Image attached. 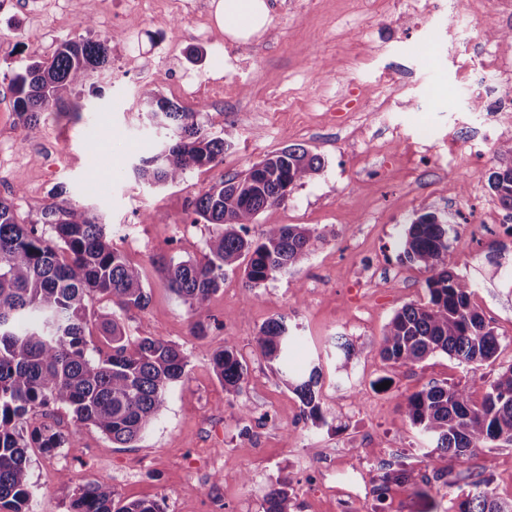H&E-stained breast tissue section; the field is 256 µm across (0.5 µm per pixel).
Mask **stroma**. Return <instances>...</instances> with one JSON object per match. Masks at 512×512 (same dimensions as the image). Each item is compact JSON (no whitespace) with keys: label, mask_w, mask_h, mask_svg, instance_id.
I'll return each mask as SVG.
<instances>
[{"label":"stroma","mask_w":512,"mask_h":512,"mask_svg":"<svg viewBox=\"0 0 512 512\" xmlns=\"http://www.w3.org/2000/svg\"><path fill=\"white\" fill-rule=\"evenodd\" d=\"M415 2L253 0L249 15L227 17L224 0H182L174 17L161 0H141L155 20L129 45L111 38L133 19L127 0H112L106 15L93 0H0V198L24 222L47 210L88 208L113 248L139 268L148 296L145 308L117 312L96 295L91 309L118 313L129 339L159 336L189 357L186 378L168 390L163 413L133 447L112 445L86 425L55 452L30 449L33 512H71L89 483L110 487L123 502L155 501L162 512H264L266 494L281 482L294 512H340L343 491L325 486L319 470L328 459L358 474L361 512H458L470 490L463 480L423 493L394 485L383 501L375 487L382 465L426 467L429 443L400 408L405 396L448 382L474 386L478 402L481 382L512 364V285L502 277L512 267V212L488 186L496 148L512 141V112L486 111L477 99L486 86H512V49L487 66L485 32L499 25L498 0H482L475 24L461 0H438L420 14ZM87 38L110 45L106 68L73 94L84 112H49L33 128L20 123L11 110L13 75L52 57L62 41ZM200 83L209 98H183L182 86ZM143 87L197 112L211 134L234 126L223 161L176 186L136 181L133 163L163 139L146 119ZM288 146L321 156L325 166L261 212L248 236L259 239L272 224L307 225L309 257L256 287L242 269L225 268L223 287L196 316L158 263L201 258L215 232L197 222L185 198ZM93 179L101 187L90 194ZM424 212L459 232L457 271L476 283L473 301L499 336L493 363L474 368L438 353L403 366L378 353L394 313L426 300L427 274L401 246L406 225ZM281 316L295 334L291 369L321 368L325 422L306 418L255 344L260 327ZM199 318L202 336L192 333ZM337 336L354 346L343 369ZM228 341L245 368L238 393L225 391L212 367ZM470 465L496 499L512 501V445L477 448ZM240 472L247 482L237 481Z\"/></svg>","instance_id":"1"}]
</instances>
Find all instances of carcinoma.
Masks as SVG:
<instances>
[{"label":"carcinoma","mask_w":512,"mask_h":512,"mask_svg":"<svg viewBox=\"0 0 512 512\" xmlns=\"http://www.w3.org/2000/svg\"><path fill=\"white\" fill-rule=\"evenodd\" d=\"M108 62L105 41L71 40L59 44L53 57L35 61L11 80L13 109L29 127L70 103L74 90ZM148 120L168 131L174 143L164 144L133 167L148 185H176L188 172L217 162L231 147L235 127L213 137L196 112L142 90ZM498 167L489 177L500 204L512 210V143L496 150ZM323 159L303 148L284 147L254 164L242 177L211 187L194 202V213L217 226L199 260L173 259L162 264L170 289L197 313L206 310L212 294L224 286V268H243L257 285L286 273L305 260L313 230L302 224L269 226L258 240L246 237L247 225L263 210L285 202L292 187L318 175ZM48 224V239L38 225ZM453 226L433 212L418 215L405 231L403 253L421 266L427 301L395 312L380 342L388 362L413 365L442 352L460 364L493 360L499 341L494 328L471 302L474 283L456 272L449 244ZM112 299L120 309L143 308L148 297L141 273L112 248L105 225L85 208L74 206L57 215L48 212L28 224L18 220L13 203L0 198V512H30L28 449L35 444L50 452L74 438L80 427L93 425L109 441L129 447L144 434L165 407L169 387L186 375L188 357L178 345L157 336L128 340L116 315L102 316L111 352L98 359L88 354L86 329L90 296ZM288 326L281 318L263 324L255 336L262 356L283 375L313 422L325 421L317 402L321 369L288 376ZM213 369L227 392H240L245 380L237 349L224 341L213 356ZM64 408L74 429L65 436L49 427L23 435L24 418L33 406ZM411 424L431 444L426 457L446 458L468 467L473 450L488 443L512 444V364L486 383L480 405L471 387L436 384L406 396L400 403ZM429 485L415 468L388 469L375 493L389 484ZM265 512H293L287 484L269 490ZM73 512H162L155 501L123 504L112 489L88 484L80 489ZM460 512H512L474 484Z\"/></svg>","instance_id":"carcinoma-1"}]
</instances>
